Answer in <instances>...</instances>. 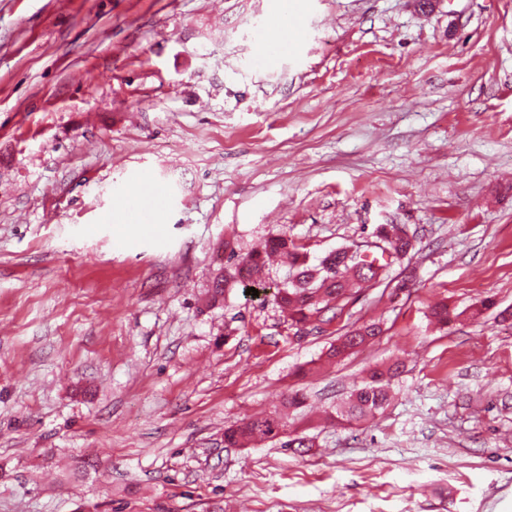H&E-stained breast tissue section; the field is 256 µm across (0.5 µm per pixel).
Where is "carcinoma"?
I'll use <instances>...</instances> for the list:
<instances>
[{"mask_svg": "<svg viewBox=\"0 0 512 512\" xmlns=\"http://www.w3.org/2000/svg\"><path fill=\"white\" fill-rule=\"evenodd\" d=\"M414 246L407 243L393 247L392 252L382 249L368 259L346 262L341 254L334 250L325 253L312 265L306 253L299 250L295 243L283 235H273L268 240L267 251L288 255V273L278 287L274 300L288 315L291 324L298 326L308 323L312 318L346 300L356 288L376 280L381 272L390 265L393 253L400 257L409 254ZM224 251L228 252L230 263L228 274L218 276L214 285V297L224 295L232 284L243 281L241 270L251 271L252 285L264 286L257 274L265 267V259L259 253L239 256L231 242H224ZM382 334L381 326L376 322H364L353 327L336 339L326 352V359H341L355 349ZM401 374L397 363L376 366L369 370L368 381L354 389L343 405L336 408L331 419L350 426L360 425L373 419L385 409L392 398V382ZM305 398L295 391L288 394L281 405L273 410L245 417L235 421L224 429V443L230 446L246 447L257 441H272L282 438L288 432V414L304 407Z\"/></svg>", "mask_w": 512, "mask_h": 512, "instance_id": "carcinoma-1", "label": "carcinoma"}]
</instances>
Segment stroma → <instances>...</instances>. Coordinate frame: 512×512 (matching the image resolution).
I'll return each instance as SVG.
<instances>
[{
	"label": "stroma",
	"instance_id": "stroma-1",
	"mask_svg": "<svg viewBox=\"0 0 512 512\" xmlns=\"http://www.w3.org/2000/svg\"><path fill=\"white\" fill-rule=\"evenodd\" d=\"M278 2L0 0V512H512V0H299L259 67ZM381 224L413 250L304 329L281 268L211 299L225 241ZM395 359L382 414L316 422ZM295 389L313 448L225 447ZM281 14L282 20L277 25L264 30L256 46V56L264 50L267 43L285 44L300 35L299 17L294 11H289L288 0L282 2ZM163 197L164 193L162 189L156 185H152L145 190L143 197L134 202L131 207L137 212L142 220L147 221L158 204L163 200ZM382 332L381 326L376 322H364L355 326L336 339V343L327 350L326 359L334 361L344 358L370 339L381 336Z\"/></svg>",
	"mask_w": 512,
	"mask_h": 512
}]
</instances>
